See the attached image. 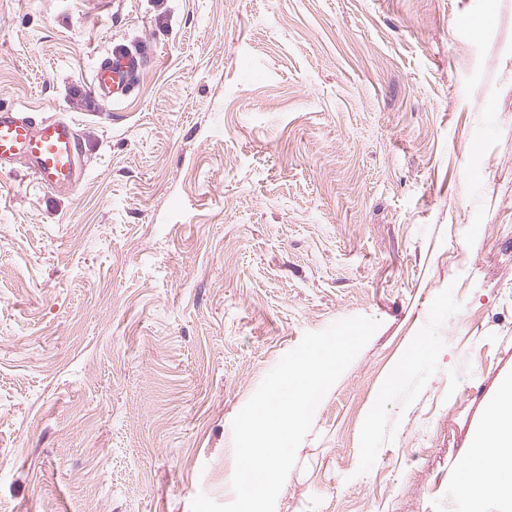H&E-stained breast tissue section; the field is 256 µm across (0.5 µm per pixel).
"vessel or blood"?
Wrapping results in <instances>:
<instances>
[{
	"mask_svg": "<svg viewBox=\"0 0 512 512\" xmlns=\"http://www.w3.org/2000/svg\"><path fill=\"white\" fill-rule=\"evenodd\" d=\"M139 60L129 51H116L98 63L91 89L109 100L126 95ZM26 164L46 188L71 190L81 179L79 137L60 117H35L23 109L0 108V173Z\"/></svg>",
	"mask_w": 512,
	"mask_h": 512,
	"instance_id": "1",
	"label": "vessel or blood"
}]
</instances>
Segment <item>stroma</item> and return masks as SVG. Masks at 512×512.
Wrapping results in <instances>:
<instances>
[{"label": "stroma", "instance_id": "35a3bbf8", "mask_svg": "<svg viewBox=\"0 0 512 512\" xmlns=\"http://www.w3.org/2000/svg\"><path fill=\"white\" fill-rule=\"evenodd\" d=\"M0 107L83 168L0 173V512L230 502L233 418L356 315L275 512H468L512 380V0H0ZM139 60L129 51H114L112 57L98 63L94 70L90 89L99 96L114 100L126 95L130 77ZM430 351L431 344L428 339L418 338L414 345L411 347L409 354L401 361H399L390 371L388 375L387 386L391 387L395 385L417 358L423 356L424 354L430 353Z\"/></svg>", "mask_w": 512, "mask_h": 512}]
</instances>
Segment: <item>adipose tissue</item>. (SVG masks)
<instances>
[{
    "mask_svg": "<svg viewBox=\"0 0 512 512\" xmlns=\"http://www.w3.org/2000/svg\"><path fill=\"white\" fill-rule=\"evenodd\" d=\"M476 454L466 466L461 486L471 503H479L489 483L485 476L495 473L512 486V381L504 385L500 399L484 429L476 438Z\"/></svg>",
    "mask_w": 512,
    "mask_h": 512,
    "instance_id": "adipose-tissue-1",
    "label": "adipose tissue"
}]
</instances>
